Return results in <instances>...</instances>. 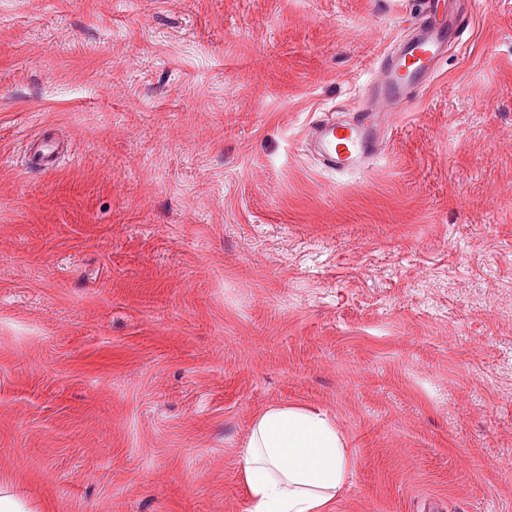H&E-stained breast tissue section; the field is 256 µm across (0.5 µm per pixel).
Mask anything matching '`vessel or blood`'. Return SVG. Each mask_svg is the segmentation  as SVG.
Masks as SVG:
<instances>
[{
	"label": "vessel or blood",
	"instance_id": "vessel-or-blood-1",
	"mask_svg": "<svg viewBox=\"0 0 512 512\" xmlns=\"http://www.w3.org/2000/svg\"><path fill=\"white\" fill-rule=\"evenodd\" d=\"M420 5L415 33L384 55L367 91V107L349 121L323 119L310 126L307 143L326 169L349 171L373 159L392 113L401 111L411 95L431 80L459 22L441 10L439 0H421Z\"/></svg>",
	"mask_w": 512,
	"mask_h": 512
}]
</instances>
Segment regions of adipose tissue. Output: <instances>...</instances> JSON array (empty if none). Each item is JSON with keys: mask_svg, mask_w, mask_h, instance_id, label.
<instances>
[{"mask_svg": "<svg viewBox=\"0 0 512 512\" xmlns=\"http://www.w3.org/2000/svg\"><path fill=\"white\" fill-rule=\"evenodd\" d=\"M240 465L248 512H327L351 474L344 438L333 420L290 405L255 417Z\"/></svg>", "mask_w": 512, "mask_h": 512, "instance_id": "ef3b65f1", "label": "adipose tissue"}]
</instances>
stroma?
Returning <instances> with one entry per match:
<instances>
[{
    "instance_id": "stroma-1",
    "label": "stroma",
    "mask_w": 512,
    "mask_h": 512,
    "mask_svg": "<svg viewBox=\"0 0 512 512\" xmlns=\"http://www.w3.org/2000/svg\"><path fill=\"white\" fill-rule=\"evenodd\" d=\"M416 0H0V486L37 512H248L275 405L326 412L333 512H512V0L369 165ZM439 1L421 0L415 33L384 55L362 112L347 122L323 119L310 126L307 144L326 169L349 171L373 159L381 150L391 112L401 111L411 95L431 80L461 22L440 11Z\"/></svg>"
}]
</instances>
